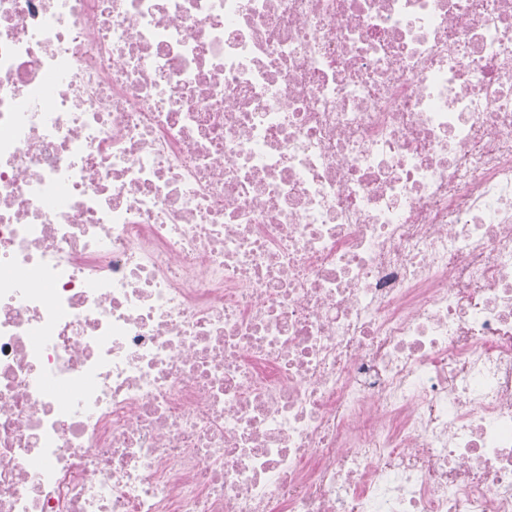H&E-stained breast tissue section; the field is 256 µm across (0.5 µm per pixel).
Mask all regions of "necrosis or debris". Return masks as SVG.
Returning <instances> with one entry per match:
<instances>
[{"mask_svg":"<svg viewBox=\"0 0 512 512\" xmlns=\"http://www.w3.org/2000/svg\"><path fill=\"white\" fill-rule=\"evenodd\" d=\"M0 512H512V0H0Z\"/></svg>","mask_w":512,"mask_h":512,"instance_id":"obj_1","label":"necrosis or debris"}]
</instances>
